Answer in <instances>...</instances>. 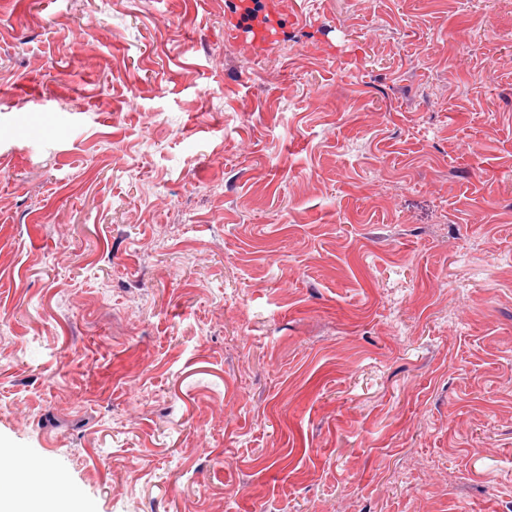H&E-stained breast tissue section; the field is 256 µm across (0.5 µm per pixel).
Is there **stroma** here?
Listing matches in <instances>:
<instances>
[{"mask_svg":"<svg viewBox=\"0 0 512 512\" xmlns=\"http://www.w3.org/2000/svg\"><path fill=\"white\" fill-rule=\"evenodd\" d=\"M0 0V449L65 512H512V0Z\"/></svg>","mask_w":512,"mask_h":512,"instance_id":"stroma-1","label":"stroma"}]
</instances>
